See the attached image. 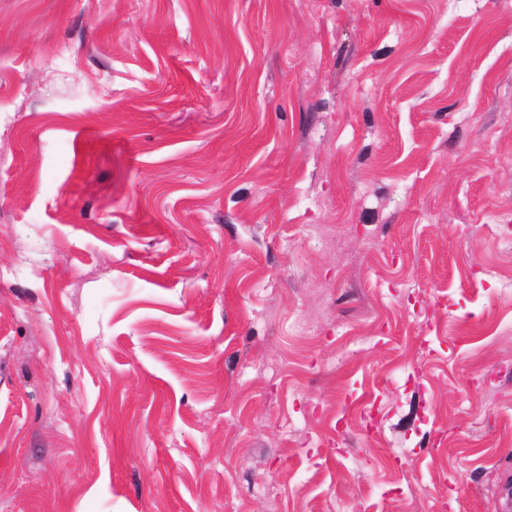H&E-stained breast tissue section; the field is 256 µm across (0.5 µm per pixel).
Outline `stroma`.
<instances>
[{
  "label": "stroma",
  "instance_id": "obj_1",
  "mask_svg": "<svg viewBox=\"0 0 512 512\" xmlns=\"http://www.w3.org/2000/svg\"><path fill=\"white\" fill-rule=\"evenodd\" d=\"M512 0H0V512H493Z\"/></svg>",
  "mask_w": 512,
  "mask_h": 512
}]
</instances>
